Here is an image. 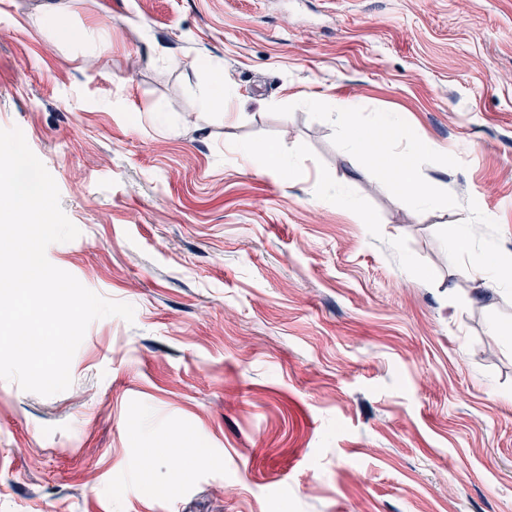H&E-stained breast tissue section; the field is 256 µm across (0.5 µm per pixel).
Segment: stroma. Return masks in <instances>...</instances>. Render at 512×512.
<instances>
[{"label": "stroma", "instance_id": "obj_1", "mask_svg": "<svg viewBox=\"0 0 512 512\" xmlns=\"http://www.w3.org/2000/svg\"><path fill=\"white\" fill-rule=\"evenodd\" d=\"M384 113L437 207L347 154ZM14 127L134 319L0 380V512H512V0H0ZM201 108L204 110H220L226 106V96L224 95V76L217 73L207 89L200 98Z\"/></svg>", "mask_w": 512, "mask_h": 512}]
</instances>
